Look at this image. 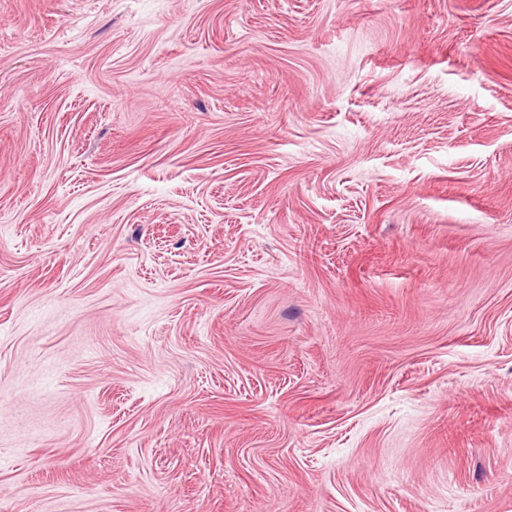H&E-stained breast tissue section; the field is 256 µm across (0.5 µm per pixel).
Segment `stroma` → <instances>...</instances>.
I'll list each match as a JSON object with an SVG mask.
<instances>
[{"label":"stroma","instance_id":"obj_1","mask_svg":"<svg viewBox=\"0 0 512 512\" xmlns=\"http://www.w3.org/2000/svg\"><path fill=\"white\" fill-rule=\"evenodd\" d=\"M0 512H512V0H0Z\"/></svg>","mask_w":512,"mask_h":512}]
</instances>
